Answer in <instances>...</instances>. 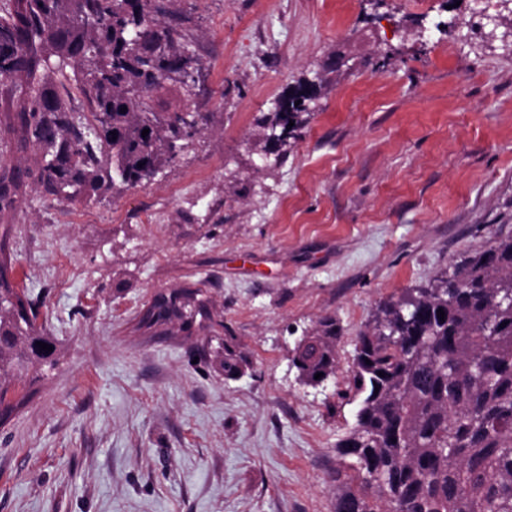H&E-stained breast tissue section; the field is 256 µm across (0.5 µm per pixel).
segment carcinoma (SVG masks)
<instances>
[{"label": "carcinoma", "mask_w": 512, "mask_h": 512, "mask_svg": "<svg viewBox=\"0 0 512 512\" xmlns=\"http://www.w3.org/2000/svg\"><path fill=\"white\" fill-rule=\"evenodd\" d=\"M135 28L140 42L130 40ZM53 58L60 73L79 67L74 88L90 121L75 120L64 82L51 76ZM186 61L196 58L167 0H0V132L9 135L0 144V425L17 409L5 399L16 382L35 383L58 363L57 351L38 346L53 341L37 332L35 303L3 259L27 187L82 201L107 178L135 187L171 164L188 111L182 97L192 90L177 75ZM311 92L299 85L265 123L281 145L304 123ZM31 148L35 169L3 159ZM511 296L512 236L430 287L380 303L356 339L348 392L360 402L329 472L333 512H512ZM196 322L217 341L216 368L227 379L243 375L249 360L201 288L158 293L139 327L189 334ZM340 340L336 317L326 315L299 341L293 365L304 384L336 375Z\"/></svg>", "instance_id": "carcinoma-1"}]
</instances>
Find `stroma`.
<instances>
[{"instance_id":"35a3bbf8","label":"stroma","mask_w":512,"mask_h":512,"mask_svg":"<svg viewBox=\"0 0 512 512\" xmlns=\"http://www.w3.org/2000/svg\"><path fill=\"white\" fill-rule=\"evenodd\" d=\"M202 130L137 187L30 186L12 281L59 362L0 426V512H332L340 398L378 304L512 235V0H177ZM321 90L285 147L261 121ZM197 285L251 366L138 330ZM342 328L334 379L294 349ZM340 335L336 317L326 315L319 318L312 331L299 341L294 350L293 365L304 384L320 386L336 375V348ZM317 373H323V376L315 379Z\"/></svg>"}]
</instances>
